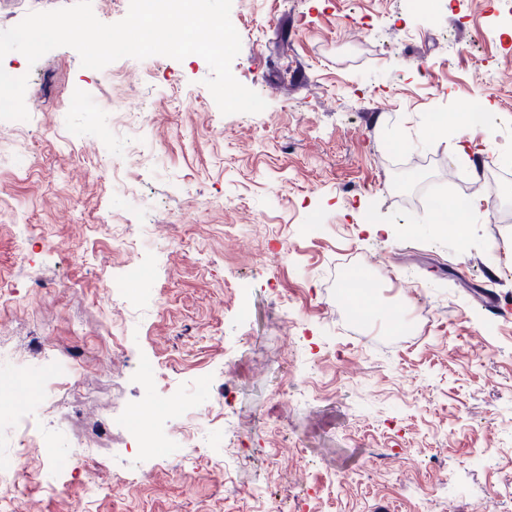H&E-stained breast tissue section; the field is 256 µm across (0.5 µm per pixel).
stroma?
Instances as JSON below:
<instances>
[{
    "label": "stroma",
    "instance_id": "1",
    "mask_svg": "<svg viewBox=\"0 0 512 512\" xmlns=\"http://www.w3.org/2000/svg\"><path fill=\"white\" fill-rule=\"evenodd\" d=\"M231 21L257 114L222 115L197 55L0 61L29 112L0 125V341L27 364L0 362L6 512H506L512 0H232ZM439 107L492 123L427 132ZM435 187L476 190L464 238ZM345 261L377 278L362 325Z\"/></svg>",
    "mask_w": 512,
    "mask_h": 512
}]
</instances>
